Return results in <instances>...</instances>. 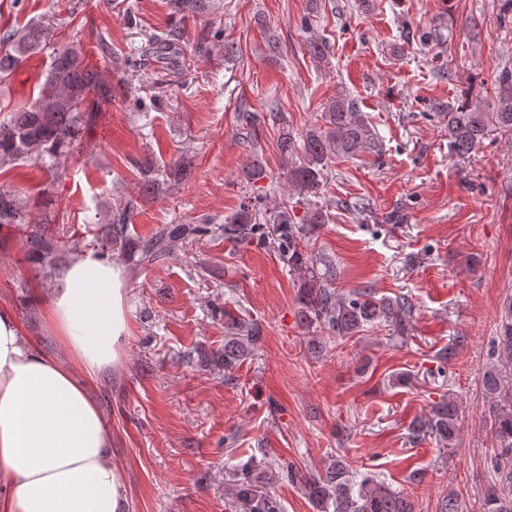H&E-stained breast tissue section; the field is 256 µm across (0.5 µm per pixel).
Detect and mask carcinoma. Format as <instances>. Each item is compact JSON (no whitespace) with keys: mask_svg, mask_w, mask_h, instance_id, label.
<instances>
[{"mask_svg":"<svg viewBox=\"0 0 512 512\" xmlns=\"http://www.w3.org/2000/svg\"><path fill=\"white\" fill-rule=\"evenodd\" d=\"M54 30L50 25L34 22L7 35L14 52L0 56V78L4 79L31 55L40 53L50 43ZM307 51L317 63L328 60L330 46L326 40L311 39ZM112 102V83L98 67L86 63L84 52L66 48L54 53L37 97L29 105L17 108L9 119L0 122V170L29 160L44 164L49 177L42 189L47 207L44 219L32 220L31 211L17 191L0 189V227L18 234L24 258L37 265L46 276L56 274L70 253L71 229L68 216L50 205L52 181L64 166L70 150L82 136L93 107ZM448 138L452 151L465 157L478 150L493 131L512 135V69L502 71L496 81L491 103L461 104L448 107ZM273 118L282 121L278 148L285 157L302 153L304 159L288 169L287 179L295 189L315 190L322 181L330 156H378L382 143L361 112L356 99L341 96L329 101L322 112L326 129H309L302 138L284 122L280 113ZM239 121L245 138L256 146L264 116L242 112ZM138 180L127 192L123 203L111 209L104 224L85 225L89 238L84 248L103 257H119L138 269H144L168 256L177 242L204 235H224L231 241H246L255 235L271 237L278 243L283 262L298 278L301 322L327 330L338 339L352 337L367 325L391 322L401 325L411 313L409 301L403 297H377L365 286L350 295L336 292L337 278L332 260L321 257L324 272L315 270L306 241L324 223L323 216L312 213L296 224L288 212L281 211L265 226L256 220L259 198L249 199L222 224H166L147 238L134 237L130 226L139 206L147 199L171 191L179 168L160 170L148 161H135ZM231 330L224 338V370L229 372L248 355L259 339L258 328L246 317L226 316ZM497 360L483 374V391L496 403L493 426L497 453L492 460L495 482L484 497L485 512H512V300L507 304L496 341ZM457 407L452 400L440 401L428 416L419 420L415 437L433 435L450 445L456 437ZM286 479L299 483L315 512H414L413 504L402 492L371 473L356 478L346 463L336 458L318 475L305 476L297 467L284 462H258L249 459L239 468L232 495L243 500L249 512H280L276 499L264 495L256 487L269 481Z\"/></svg>","mask_w":512,"mask_h":512,"instance_id":"cac0c4a2","label":"carcinoma"}]
</instances>
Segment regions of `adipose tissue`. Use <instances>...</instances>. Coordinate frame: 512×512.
I'll list each match as a JSON object with an SVG mask.
<instances>
[{"instance_id": "ef3b65f1", "label": "adipose tissue", "mask_w": 512, "mask_h": 512, "mask_svg": "<svg viewBox=\"0 0 512 512\" xmlns=\"http://www.w3.org/2000/svg\"><path fill=\"white\" fill-rule=\"evenodd\" d=\"M42 304L70 364L27 344L0 307V512H122L112 430L87 382L117 364L129 334L123 269L84 252Z\"/></svg>"}]
</instances>
